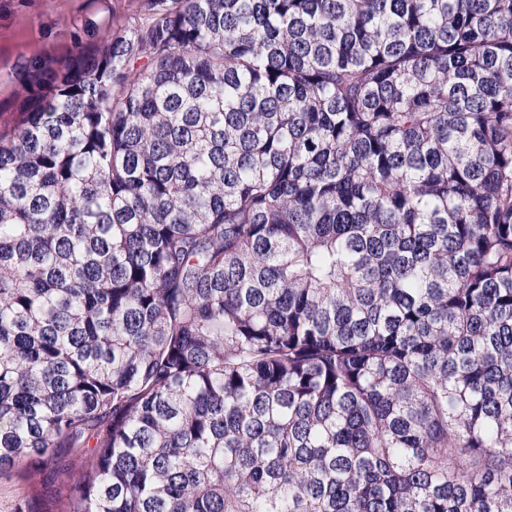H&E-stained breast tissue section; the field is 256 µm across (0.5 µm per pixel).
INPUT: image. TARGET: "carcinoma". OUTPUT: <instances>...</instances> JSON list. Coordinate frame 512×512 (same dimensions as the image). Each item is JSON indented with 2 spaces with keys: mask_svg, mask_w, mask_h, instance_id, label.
<instances>
[{
  "mask_svg": "<svg viewBox=\"0 0 512 512\" xmlns=\"http://www.w3.org/2000/svg\"><path fill=\"white\" fill-rule=\"evenodd\" d=\"M0 133L18 512H512V0H139Z\"/></svg>",
  "mask_w": 512,
  "mask_h": 512,
  "instance_id": "1",
  "label": "carcinoma"
}]
</instances>
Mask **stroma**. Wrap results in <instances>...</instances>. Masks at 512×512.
<instances>
[{"label":"stroma","mask_w":512,"mask_h":512,"mask_svg":"<svg viewBox=\"0 0 512 512\" xmlns=\"http://www.w3.org/2000/svg\"><path fill=\"white\" fill-rule=\"evenodd\" d=\"M136 5V0H0V129L8 130L21 117L20 63L63 58L73 46L76 24L108 16L117 28ZM39 481L20 464L0 473V512H15L17 500L37 492Z\"/></svg>","instance_id":"1"}]
</instances>
